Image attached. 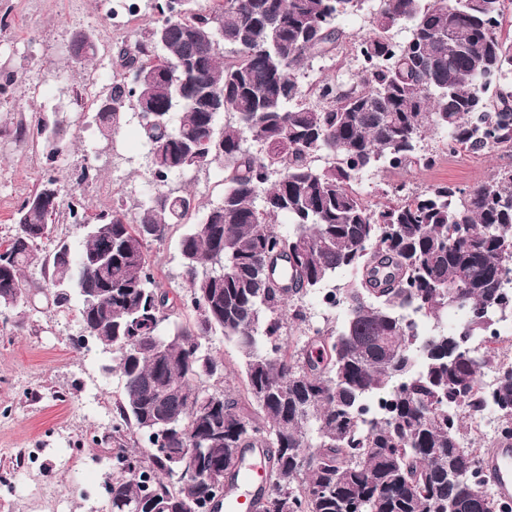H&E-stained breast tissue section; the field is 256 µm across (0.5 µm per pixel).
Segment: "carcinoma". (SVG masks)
Masks as SVG:
<instances>
[{
    "mask_svg": "<svg viewBox=\"0 0 512 512\" xmlns=\"http://www.w3.org/2000/svg\"><path fill=\"white\" fill-rule=\"evenodd\" d=\"M195 2L160 12L118 49L120 73L104 93L112 110L94 116L107 140L139 115L125 78L137 70L138 92L156 110L153 125H140L154 197L132 209L119 198L92 217L82 198L50 211L25 198L7 240L12 258L0 264V309L34 303L24 269L38 259L52 305L65 311L77 293L83 332L111 354L106 371L122 392L109 512H187L207 481L228 483L246 446L269 451L260 512H503L473 469L482 452L464 418L492 408L512 441V362L489 347L512 305L502 291L512 169L467 187H396L382 204L358 184L378 163L434 167L440 153L420 149L430 132L455 151L512 156V0H374L349 86L324 79L307 89L301 66L335 51L336 19L369 0ZM395 28L404 41L393 40ZM161 67L167 77L148 81ZM61 124L20 121L16 138L42 142L53 164ZM211 165L224 167V197L189 225L195 197L166 188L168 178ZM61 216L80 244L60 239L38 256ZM185 224L194 319L184 322L149 245ZM100 249L112 252L104 270L85 264ZM343 270L351 278L338 283ZM57 278L67 291H52ZM324 289L342 322L308 316L303 298ZM450 311L460 316L453 328L443 323ZM409 314L434 321L428 341L405 323ZM292 323L300 335L291 344ZM215 333L244 357L239 390L208 386L224 379V359L204 345ZM495 364L499 380L486 391L479 377ZM374 395L387 412L365 421L362 403ZM164 409L177 421L167 452L154 454ZM129 434L143 451L126 448ZM199 435L209 443L197 456L200 479L181 487L174 461Z\"/></svg>",
    "mask_w": 512,
    "mask_h": 512,
    "instance_id": "obj_1",
    "label": "carcinoma"
}]
</instances>
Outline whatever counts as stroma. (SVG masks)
I'll return each instance as SVG.
<instances>
[{
	"label": "stroma",
	"instance_id": "obj_1",
	"mask_svg": "<svg viewBox=\"0 0 512 512\" xmlns=\"http://www.w3.org/2000/svg\"><path fill=\"white\" fill-rule=\"evenodd\" d=\"M137 11L127 27L106 25L100 0H0V77L16 82L0 94V242L12 236L15 213L28 193L48 175L41 146L14 139L19 119L61 115L59 139L64 146L56 163L60 198L85 196L90 212L111 209L116 199L134 204L154 195L148 178V155L136 120H129L113 139L101 137L92 120L99 95L117 69L118 45L158 18L154 0H135ZM372 17L363 11L342 18L346 35L333 54L307 62L298 72L303 85L344 76L357 63L348 37L367 34ZM78 34L90 36L97 54L92 62L74 59L68 45ZM428 149L440 151L430 169L381 168L366 174L359 186L375 203L385 190L404 185L422 192L447 183L461 187L488 180L501 168H512V157L476 152L445 154V140L432 135ZM98 177L78 182L82 167ZM172 190H189L196 199L194 219H201L224 192V171L210 166L170 176ZM181 228L152 242L149 254L165 288L185 296L179 250ZM35 289L33 306L0 312V512H107L96 494L111 472L112 423L120 385L104 370L109 353L95 342L74 346L82 327L72 311L51 307L39 288V265L25 270ZM39 495H31L30 486Z\"/></svg>",
	"mask_w": 512,
	"mask_h": 512
}]
</instances>
